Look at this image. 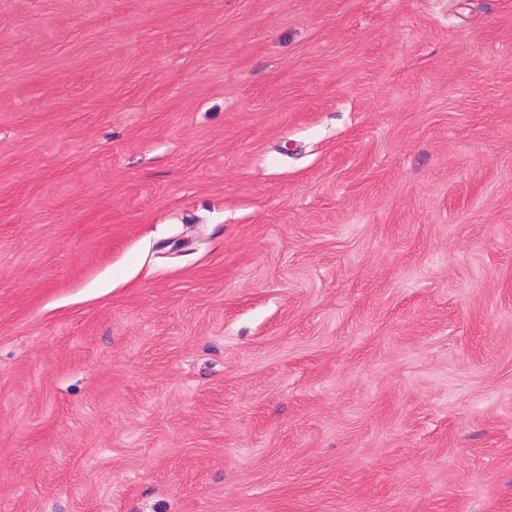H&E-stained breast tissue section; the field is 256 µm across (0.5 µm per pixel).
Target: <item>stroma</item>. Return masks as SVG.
Masks as SVG:
<instances>
[{"label": "stroma", "mask_w": 512, "mask_h": 512, "mask_svg": "<svg viewBox=\"0 0 512 512\" xmlns=\"http://www.w3.org/2000/svg\"><path fill=\"white\" fill-rule=\"evenodd\" d=\"M0 512H512V0H0Z\"/></svg>", "instance_id": "1"}]
</instances>
